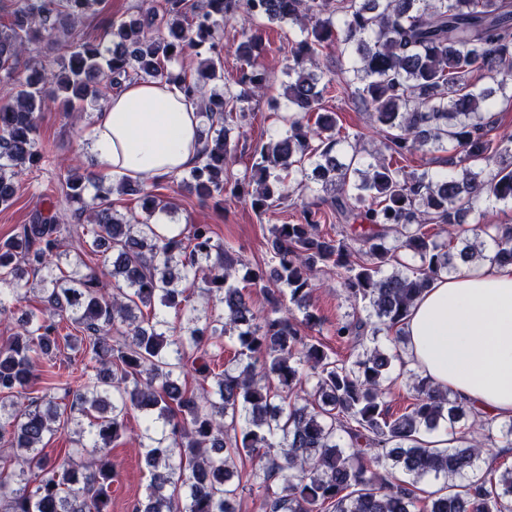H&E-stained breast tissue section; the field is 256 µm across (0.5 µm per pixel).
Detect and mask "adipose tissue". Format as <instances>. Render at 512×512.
<instances>
[{"instance_id":"adipose-tissue-1","label":"adipose tissue","mask_w":512,"mask_h":512,"mask_svg":"<svg viewBox=\"0 0 512 512\" xmlns=\"http://www.w3.org/2000/svg\"><path fill=\"white\" fill-rule=\"evenodd\" d=\"M201 118L166 81L128 83L96 112L84 140L110 182L166 179L194 166ZM410 369L472 404L512 419V265L465 267L434 281L406 319Z\"/></svg>"}]
</instances>
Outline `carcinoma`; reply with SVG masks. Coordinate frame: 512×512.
<instances>
[{
  "mask_svg": "<svg viewBox=\"0 0 512 512\" xmlns=\"http://www.w3.org/2000/svg\"><path fill=\"white\" fill-rule=\"evenodd\" d=\"M103 3L16 0L14 22L0 29L1 207L43 159L40 112L95 103L134 76L177 82L196 98L201 160L185 187L199 200L246 195L266 214L294 186L316 183L329 197L303 203L298 224L271 225L269 269L247 265L208 224L174 233L153 222L174 207L146 181L120 185L145 214L125 218L112 208L114 189L92 173L62 186L86 218L75 269L60 270L66 225L52 215L36 212L0 242V309L25 298L31 275L44 303L0 343V443L14 468L0 476V512H111V444L126 434L131 407L144 415L150 471L133 512H238L246 458L261 512H512V466L496 478L481 472L488 449L512 448V420L480 415L403 357L404 320L434 279L475 261L512 264L511 231L465 227L484 205L512 203V135L489 137L491 112L512 104V0H162L111 23L107 47L78 42L54 70L16 72L30 44H58ZM258 19L296 26L300 36L282 85L288 128L255 148L242 182L231 172L239 142L228 132L245 118L240 103L266 88L257 31L243 28L236 47L244 62L237 90L207 87L223 78L224 26ZM325 48L344 59L327 79L318 71ZM189 51L200 57L193 74L167 69ZM347 93L365 105L377 150L365 151L363 133L326 111V99ZM439 151L452 153L446 170L404 165ZM333 222L349 230L322 232ZM404 254L420 265L409 267ZM101 265L110 267L107 285ZM239 266L266 290L267 310L228 283ZM320 274L357 306L334 330L347 357L304 333L320 325L311 311ZM182 281L206 306L191 303ZM284 288L302 319L283 306ZM211 304L222 312H209ZM225 340L235 352L218 371L209 348ZM61 343L81 355L79 374L56 370ZM38 370L66 379L75 416L50 399L13 400ZM398 381L411 404L394 417L387 397ZM63 417L74 421L72 448L52 460L44 441ZM442 428L457 445L429 447L422 436ZM426 479L442 487L422 498Z\"/></svg>",
  "mask_w": 512,
  "mask_h": 512,
  "instance_id": "obj_1",
  "label": "carcinoma"
}]
</instances>
